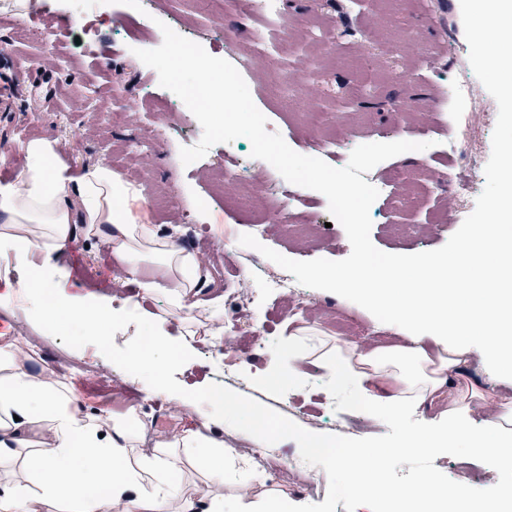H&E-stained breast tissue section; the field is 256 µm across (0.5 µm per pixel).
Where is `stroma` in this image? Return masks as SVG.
<instances>
[{"label":"stroma","instance_id":"obj_1","mask_svg":"<svg viewBox=\"0 0 512 512\" xmlns=\"http://www.w3.org/2000/svg\"><path fill=\"white\" fill-rule=\"evenodd\" d=\"M141 5L137 11L111 0L103 8L79 15L80 23L74 26L68 22L75 14L72 7L60 0H46L43 9L57 33L51 51L39 24L20 26L17 14L0 10V165L17 172L22 164L19 147L33 138L57 141L62 159L78 168L95 165L106 153L123 151L130 138L148 141L147 151L126 161L124 173L137 180L148 177L147 189L155 195L173 196L175 211L148 206L144 212L151 223L201 260L209 278L201 298L222 307L220 318L204 325L187 321L164 296L143 301V308L162 319L171 337H178L187 327L197 331L189 353L172 363L179 387L189 394L219 388L245 398L263 409L271 421L297 423L323 435L337 449L350 439L379 446L391 444L393 429L363 411L345 409L331 392L326 370L314 364L327 343L340 336L333 325L336 313H345L357 323L354 339L366 346L377 345L388 334L378 316L356 302L311 288L305 291L308 308L294 316L285 313L283 301L275 295H266L258 306L252 304L250 296L235 295L244 279H253L255 287L263 288L282 272L255 249L241 246L240 235L256 234L263 245L295 260H341L349 255L347 235L333 222L325 196L313 190L307 193L310 203L301 209L303 223L310 226L306 237L287 234L273 224L264 232H256L265 199L263 182L279 180L278 171L266 161L252 158L249 141L243 137L214 145L203 158L183 165L180 149L184 138L189 134L201 136L202 128L192 112L181 107L178 97L160 86L157 72L143 64L135 52L158 47L163 40L160 27L165 24L199 43L209 54L227 59L247 83L255 105L267 119L268 131L280 133L297 152L305 144L311 122H319L323 134L330 135L341 113L356 114L358 126L369 140H400V117L390 97L394 91L407 100L409 111L417 116L454 110L450 132L458 150L467 152L471 137L482 142L481 154L467 170L472 193L477 196L486 182L484 169L491 155L494 125L472 123L471 112L476 109L494 114L498 105L470 66L460 0H423L419 5L411 0H384L377 6L371 0H283L284 27L296 44L300 63H309L312 56L305 29L312 15L323 16L331 33L347 28L355 33L349 41L352 53L347 64L314 69L299 95L289 87L273 86L262 66L252 60L247 34L225 21L223 13L200 11L194 0H141ZM147 10L154 18L149 25L143 22ZM399 38L416 46L406 58L414 69L412 79L396 90L385 84L358 98H345L346 86L361 67L388 59ZM424 49L431 51L434 59L428 70L421 63ZM465 82L471 83L474 97L471 105L459 107L454 103V91ZM115 86L142 99L143 114L105 119L98 107ZM168 105L176 108L171 118L173 127L164 135H156L144 113ZM227 155L252 178L251 208L235 205L240 183L218 169ZM423 187L424 198L412 209L393 201L387 192L373 203L370 237L379 250L393 254L434 250L455 232V225L439 211L441 188L437 179L424 181ZM387 224H408L412 230L404 236H390L383 230ZM56 261L69 273L65 285L69 294L107 296L118 307L136 292L124 266L113 259L107 246L86 242L83 236H75L62 248ZM24 273V268L17 267L9 281L0 280V339L35 338L40 346L34 354L37 364L51 366L70 383L84 409L114 415L133 412L170 435L192 428L223 440L228 450L255 445V438L245 431L204 422L188 403L158 398L146 389L123 361L124 350L139 340L135 326L107 323L99 334L91 336L30 316L11 287ZM312 327L317 328L319 338L308 344L312 362L306 367L303 383L283 392L266 387L262 376L268 368L275 363L288 364L289 335ZM256 336L262 348H252ZM228 337L235 342L237 359V374L229 379L224 376V340ZM89 369L94 372L90 379L85 376ZM461 379L512 400V373H488L480 347L471 348ZM275 453L281 463H304L296 475L297 486L268 480V489L280 498L307 501L312 512H379L377 505L345 489L333 465L307 456L291 442L276 448ZM421 475L463 484L479 497L493 495L502 484L512 481L511 470L462 453L390 455L387 479L406 484ZM304 481L314 483L317 493L305 495L300 488Z\"/></svg>","mask_w":512,"mask_h":512}]
</instances>
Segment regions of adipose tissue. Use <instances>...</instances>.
I'll return each mask as SVG.
<instances>
[{"instance_id":"1","label":"adipose tissue","mask_w":512,"mask_h":512,"mask_svg":"<svg viewBox=\"0 0 512 512\" xmlns=\"http://www.w3.org/2000/svg\"><path fill=\"white\" fill-rule=\"evenodd\" d=\"M503 148V174L491 195L484 224L450 255L428 254L411 262L385 263L362 255L344 273L311 271L323 287L341 290L378 310L386 326L434 337L437 357L404 346L367 348L340 340L325 355L333 391L351 409L390 424L399 453L440 455L464 452L512 469V402L497 401L472 387L456 385L454 373L466 363L472 339H479L489 372L512 369V138ZM24 162L10 182L0 184V258L29 266L18 285L26 310H51L66 324L86 332L110 313L113 322L135 321L143 336L128 359L144 385L157 396L173 398L163 382V355L174 348L162 325L140 301L165 295L177 310L197 309L195 300L207 279L196 256L184 251L140 214L139 183L110 164L74 168L63 162L56 141L35 138L22 144ZM104 243L138 286L137 295L113 310L102 296L74 297L65 291V271L55 261L74 233ZM151 261L150 275L141 264ZM18 342L0 345V466L20 463L33 486L0 483V512H302V503L284 508L279 498L257 501L252 483L234 499L224 494V444L197 430L163 440L162 450L139 447L148 420L131 415L104 418L85 411L68 384L48 366L33 369ZM442 402L439 415L417 417L427 402ZM209 422L234 425L272 444L292 436L305 448H323L319 435L292 424L275 423L255 404L208 390L192 397ZM41 435L29 444L26 430ZM182 449L191 467L210 487L206 507L178 492L170 479L175 467L170 449ZM385 452L347 444L336 467L354 496L388 500L391 512H416L421 503L435 512H512V483L476 500L458 485L432 478L411 485L391 484L380 476Z\"/></svg>"}]
</instances>
